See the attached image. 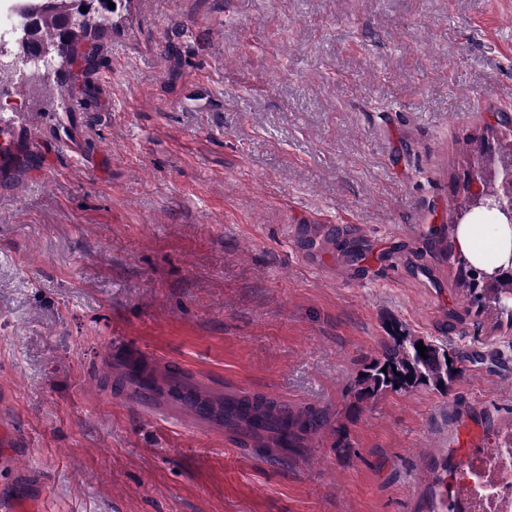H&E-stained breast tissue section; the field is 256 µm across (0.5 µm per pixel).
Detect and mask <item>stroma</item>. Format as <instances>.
<instances>
[{
	"instance_id": "1",
	"label": "stroma",
	"mask_w": 512,
	"mask_h": 512,
	"mask_svg": "<svg viewBox=\"0 0 512 512\" xmlns=\"http://www.w3.org/2000/svg\"><path fill=\"white\" fill-rule=\"evenodd\" d=\"M88 83L15 113L0 174L11 512H429L512 429V322L434 233L512 114V0H123ZM456 353L444 394L349 413L391 324ZM317 411L267 458L115 403V344ZM345 433L347 450L336 447ZM467 278L462 277L460 285L466 289L467 299L476 307L477 313L493 309L497 313L506 314L512 322V277L500 281L498 285L482 288V276L473 269H467ZM283 414H288V448H303L305 437L323 426L324 420L311 411H299L294 414L288 406L282 404ZM288 448H281V455L288 458Z\"/></svg>"
}]
</instances>
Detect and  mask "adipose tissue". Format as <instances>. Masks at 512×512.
<instances>
[{
	"instance_id": "ef3b65f1",
	"label": "adipose tissue",
	"mask_w": 512,
	"mask_h": 512,
	"mask_svg": "<svg viewBox=\"0 0 512 512\" xmlns=\"http://www.w3.org/2000/svg\"><path fill=\"white\" fill-rule=\"evenodd\" d=\"M456 241L468 258L487 270L512 256V226L506 224L460 225Z\"/></svg>"
}]
</instances>
